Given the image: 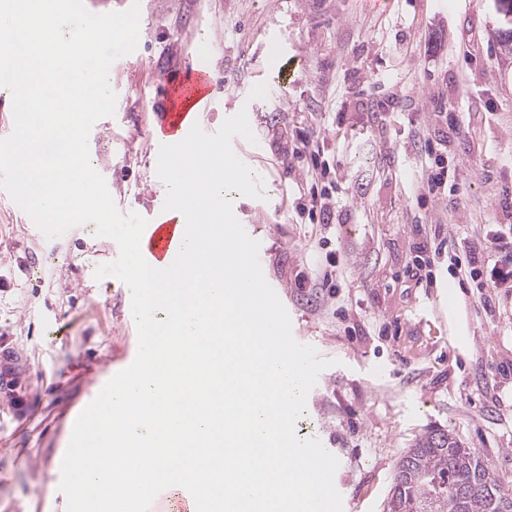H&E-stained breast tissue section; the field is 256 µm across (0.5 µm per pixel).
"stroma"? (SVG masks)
<instances>
[{
	"label": "stroma",
	"instance_id": "obj_1",
	"mask_svg": "<svg viewBox=\"0 0 512 512\" xmlns=\"http://www.w3.org/2000/svg\"><path fill=\"white\" fill-rule=\"evenodd\" d=\"M133 59L115 61L113 115L89 135L90 161L123 214L150 219L166 198L152 102L183 61L214 71L201 121L246 111L254 141L235 154L264 170V199L234 214L260 243L262 270L299 343L331 360L296 422L339 461L343 512H386L396 466L430 429L476 449L512 495V288L461 284L436 259L434 287L410 268L434 232L481 238L512 216V54L495 0H139ZM288 82L280 92L277 77ZM455 113L448 130L436 109ZM316 134L333 197L310 223L304 162L283 141ZM443 140L460 189L423 199L411 137ZM119 247L83 224L42 240L0 192V350L25 368L0 395V512H66L54 464L72 419L135 357L129 294L95 280Z\"/></svg>",
	"mask_w": 512,
	"mask_h": 512
}]
</instances>
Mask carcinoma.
Returning <instances> with one entry per match:
<instances>
[{
	"instance_id": "cac0c4a2",
	"label": "carcinoma",
	"mask_w": 512,
	"mask_h": 512,
	"mask_svg": "<svg viewBox=\"0 0 512 512\" xmlns=\"http://www.w3.org/2000/svg\"><path fill=\"white\" fill-rule=\"evenodd\" d=\"M386 512H512V498L475 449L432 430L398 461Z\"/></svg>"
}]
</instances>
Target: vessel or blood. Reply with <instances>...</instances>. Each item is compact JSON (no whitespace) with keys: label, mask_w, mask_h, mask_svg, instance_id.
<instances>
[{"label":"vessel or blood","mask_w":512,"mask_h":512,"mask_svg":"<svg viewBox=\"0 0 512 512\" xmlns=\"http://www.w3.org/2000/svg\"><path fill=\"white\" fill-rule=\"evenodd\" d=\"M213 93L214 80L207 66L178 67L167 77L156 103V144H174L184 139L200 113L210 107ZM184 232V225L173 218L146 225L141 237V253L146 262L165 268L178 254ZM149 512H195V504L189 492L183 490L174 496L155 498Z\"/></svg>","instance_id":"b4317fda"}]
</instances>
